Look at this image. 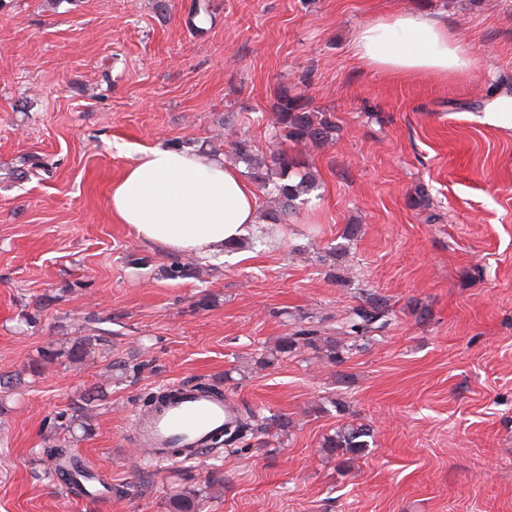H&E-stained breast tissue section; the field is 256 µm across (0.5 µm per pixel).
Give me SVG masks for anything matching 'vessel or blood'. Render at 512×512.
<instances>
[{
	"label": "vessel or blood",
	"instance_id": "obj_1",
	"mask_svg": "<svg viewBox=\"0 0 512 512\" xmlns=\"http://www.w3.org/2000/svg\"><path fill=\"white\" fill-rule=\"evenodd\" d=\"M169 398L150 416L135 421L146 441L147 456L154 461H198L214 433L223 431L230 415L226 401L177 384Z\"/></svg>",
	"mask_w": 512,
	"mask_h": 512
}]
</instances>
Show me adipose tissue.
Returning a JSON list of instances; mask_svg holds the SVG:
<instances>
[{
    "label": "adipose tissue",
    "instance_id": "1",
    "mask_svg": "<svg viewBox=\"0 0 512 512\" xmlns=\"http://www.w3.org/2000/svg\"><path fill=\"white\" fill-rule=\"evenodd\" d=\"M351 50L366 68L402 78H460L476 68L447 21L420 11L363 23ZM111 207L137 239L180 256H223L226 246L264 227L255 190L237 165L160 145L136 148L112 188Z\"/></svg>",
    "mask_w": 512,
    "mask_h": 512
}]
</instances>
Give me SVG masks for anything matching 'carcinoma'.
Listing matches in <instances>:
<instances>
[{"label": "carcinoma", "mask_w": 512, "mask_h": 512, "mask_svg": "<svg viewBox=\"0 0 512 512\" xmlns=\"http://www.w3.org/2000/svg\"><path fill=\"white\" fill-rule=\"evenodd\" d=\"M275 111L277 129L280 139L284 142L326 143L336 138V117L331 112H320L311 108L310 102L301 95L282 93L278 96ZM234 154L247 165L249 177L263 188L269 190L274 198L275 206L264 210V218L268 224H279L289 211L295 209V202L308 193L313 186L311 178H301L295 183L290 180V173L304 167L303 160L288 153L286 149H278L270 156L259 155L252 141L241 137L233 143ZM200 273V265L193 261L176 259L164 268L165 277L171 280L196 279ZM325 319L314 322L307 321L292 332L280 337L276 352L289 357L296 352L310 350L317 358L332 364L345 361L346 356L359 342L368 340L375 332H380L391 324V309L384 297L369 294L358 306L351 308L345 316L336 320V328L321 326ZM106 343V338L99 333H88L83 336L66 339L58 344H51L38 352L24 366L23 373L31 377L41 376L52 364L67 361L81 364ZM141 365L132 360H118L112 363L113 375L126 379L139 374ZM105 397L101 387L80 396L75 404L74 414L65 423L70 436L65 438L52 437L41 449V461L44 462V473L48 478L64 485L71 492L79 495L85 492L84 482L92 479L84 461L76 452L79 439L75 431L84 433L92 431L95 411L99 401ZM288 429V417L274 415L269 423H258L256 412L243 406L234 408V421L224 427V434L214 438V444L224 447H237L247 440L256 437L263 431ZM370 429L363 425L348 424L336 430L334 437L328 440L326 447L342 455H358L369 447ZM197 493L190 495L180 492L172 497L175 512H196L194 501Z\"/></svg>", "instance_id": "obj_1"}]
</instances>
